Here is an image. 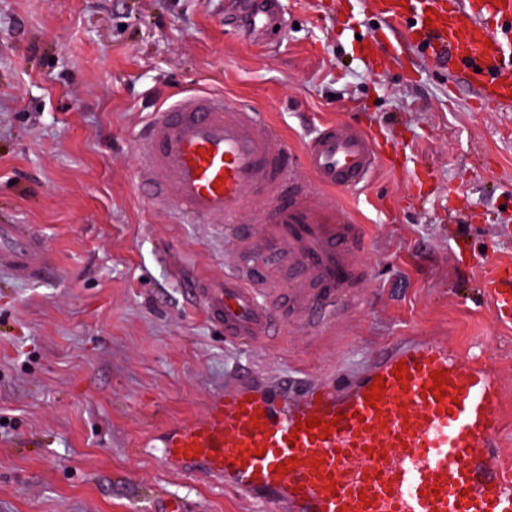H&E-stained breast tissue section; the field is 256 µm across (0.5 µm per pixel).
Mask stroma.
Returning <instances> with one entry per match:
<instances>
[{"label": "stroma", "mask_w": 512, "mask_h": 512, "mask_svg": "<svg viewBox=\"0 0 512 512\" xmlns=\"http://www.w3.org/2000/svg\"><path fill=\"white\" fill-rule=\"evenodd\" d=\"M264 43L224 0H0V224H34L51 275L0 271V512H253L146 442L199 420L240 369L327 375L409 333L481 340L505 391L512 462V326L479 294L512 259V106L479 104L410 37L378 35L369 0H276ZM380 37L389 64L363 42ZM235 97L302 156L325 120L377 135L385 162L327 193L361 221V301L319 338L226 340L198 302L232 255L220 224L177 222L136 190L139 134L181 93Z\"/></svg>", "instance_id": "35a3bbf8"}]
</instances>
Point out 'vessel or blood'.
I'll return each mask as SVG.
<instances>
[{
    "label": "vessel or blood",
    "instance_id": "obj_1",
    "mask_svg": "<svg viewBox=\"0 0 512 512\" xmlns=\"http://www.w3.org/2000/svg\"><path fill=\"white\" fill-rule=\"evenodd\" d=\"M406 27L417 53L454 66L479 98L512 104V0H371ZM253 40L279 23L266 0L246 9ZM262 113L217 93H186L156 108L139 135L136 187L180 220L235 225V259L197 290L225 336L278 341L286 320L318 331L352 305L366 278L362 228L324 192L365 183L384 156L374 135L323 124L301 163L275 149ZM298 274L281 287L276 271ZM0 269L36 282L49 272L33 224L0 225ZM482 295L512 324V261L495 265ZM409 376H394L396 364ZM444 373L445 396L428 392ZM385 377L382 400L365 395ZM502 386L479 353L462 360L444 336H401L330 378L242 371L212 394L202 418L155 440L171 471L201 474L263 512H512V471L499 456ZM344 421H337V413ZM322 423L312 431L301 424ZM330 429H323V422ZM285 471H278V464Z\"/></svg>",
    "mask_w": 512,
    "mask_h": 512
}]
</instances>
